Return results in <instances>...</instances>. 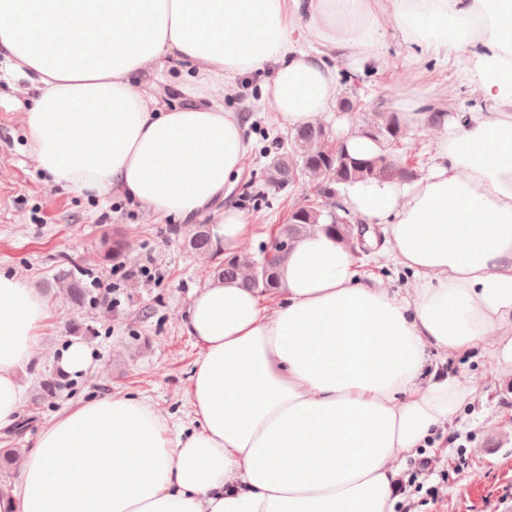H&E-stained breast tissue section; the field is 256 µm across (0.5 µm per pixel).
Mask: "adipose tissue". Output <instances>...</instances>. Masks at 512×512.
<instances>
[{"mask_svg": "<svg viewBox=\"0 0 512 512\" xmlns=\"http://www.w3.org/2000/svg\"><path fill=\"white\" fill-rule=\"evenodd\" d=\"M389 17L416 58L455 53L492 105L446 118L426 174L347 188L411 291L361 281L350 249L320 230L280 266L274 311L241 282H210L186 322L202 349L192 428L169 436L132 397L77 404L43 427L0 512H393L407 461L477 394L424 380L429 349L487 346L512 371V0H0V54L37 92L26 135L39 168L80 194L212 216L229 254L249 218L222 201L249 142L204 90L270 66V105L309 125L339 91L300 37L371 63ZM162 59L201 70L194 102L163 110L134 87ZM47 313L0 275V430L19 419Z\"/></svg>", "mask_w": 512, "mask_h": 512, "instance_id": "obj_1", "label": "adipose tissue"}]
</instances>
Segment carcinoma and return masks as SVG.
<instances>
[{
  "instance_id": "carcinoma-1",
  "label": "carcinoma",
  "mask_w": 512,
  "mask_h": 512,
  "mask_svg": "<svg viewBox=\"0 0 512 512\" xmlns=\"http://www.w3.org/2000/svg\"><path fill=\"white\" fill-rule=\"evenodd\" d=\"M360 132L380 146L378 154L356 160L349 155L342 141L333 139L325 127L307 125L298 128L287 142L276 141L279 152L269 174L270 183L282 186L293 181L299 159L307 173L321 177L324 182L321 193L325 197L355 182H408L417 177V174L406 171L404 161H395L390 152L408 135V127L398 113L373 112ZM313 230L334 233L356 254L366 251L364 234L356 232L349 214L327 210L317 202L292 209L289 222L281 225L276 233L278 243L270 248L263 245L256 252L247 249L226 256L213 224L191 225L185 243L190 251L209 254L216 260L215 278L224 281L240 279L246 288L273 294L280 288L278 266L288 256L293 244ZM126 250L125 240L117 236L108 245L104 258L120 265ZM59 283L77 306L84 304L86 296L90 295L84 282L71 272L63 275Z\"/></svg>"
}]
</instances>
